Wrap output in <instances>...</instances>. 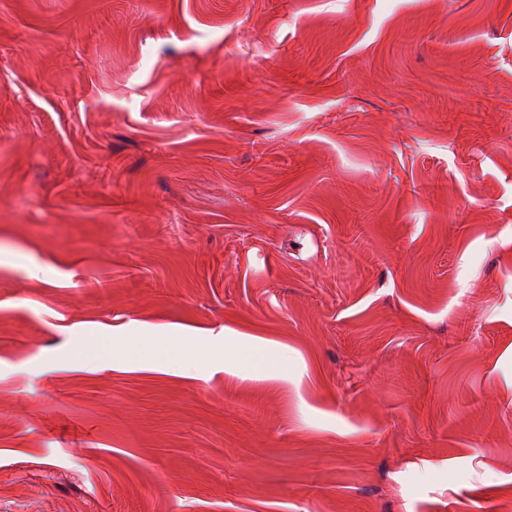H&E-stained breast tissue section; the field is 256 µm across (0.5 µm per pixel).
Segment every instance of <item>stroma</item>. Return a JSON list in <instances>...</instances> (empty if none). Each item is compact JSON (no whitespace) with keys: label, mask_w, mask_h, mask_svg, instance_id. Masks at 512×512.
Instances as JSON below:
<instances>
[{"label":"stroma","mask_w":512,"mask_h":512,"mask_svg":"<svg viewBox=\"0 0 512 512\" xmlns=\"http://www.w3.org/2000/svg\"><path fill=\"white\" fill-rule=\"evenodd\" d=\"M0 512H512V0H0ZM249 361L247 366L258 372H276L281 368V360L272 349L261 344H253L248 348Z\"/></svg>","instance_id":"stroma-1"}]
</instances>
